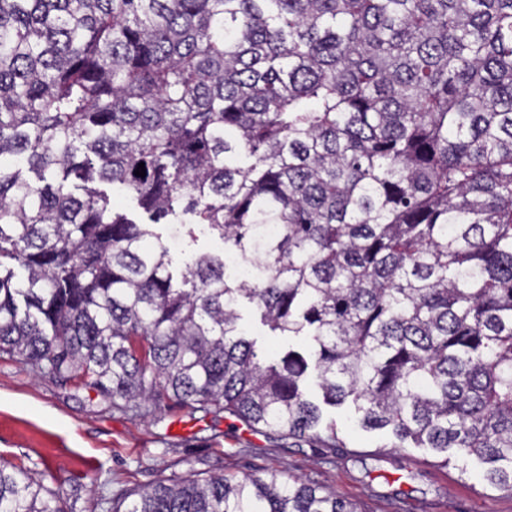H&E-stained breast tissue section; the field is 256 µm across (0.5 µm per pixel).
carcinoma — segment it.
<instances>
[{"label": "carcinoma", "mask_w": 512, "mask_h": 512, "mask_svg": "<svg viewBox=\"0 0 512 512\" xmlns=\"http://www.w3.org/2000/svg\"><path fill=\"white\" fill-rule=\"evenodd\" d=\"M95 180L224 253L175 277ZM243 298L306 347L262 360ZM5 357L323 448L344 443L321 405H346L382 447L464 450L512 495V0H0ZM62 495L0 463V512ZM106 504L357 512L275 471Z\"/></svg>", "instance_id": "obj_1"}]
</instances>
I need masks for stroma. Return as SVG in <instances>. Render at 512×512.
Returning a JSON list of instances; mask_svg holds the SVG:
<instances>
[{
	"label": "stroma",
	"instance_id": "obj_1",
	"mask_svg": "<svg viewBox=\"0 0 512 512\" xmlns=\"http://www.w3.org/2000/svg\"><path fill=\"white\" fill-rule=\"evenodd\" d=\"M155 230L177 269L184 253L224 248L206 232L185 238L165 220ZM239 314L259 350L275 355L291 346V339L272 335L252 304L242 303ZM324 417L335 420L343 447L315 448L267 429L251 431L224 412L177 405L132 418L94 391L0 360V461L63 483L80 477L78 492L64 496L66 512H95L103 491L171 475L241 477L269 469L353 502L358 512H512V496L483 481L485 466L475 456L454 449L449 465L440 467L427 448L381 450L386 434L364 430L347 408L325 407Z\"/></svg>",
	"mask_w": 512,
	"mask_h": 512
}]
</instances>
